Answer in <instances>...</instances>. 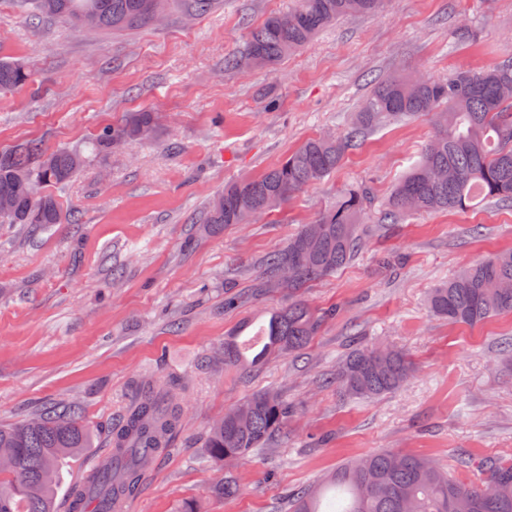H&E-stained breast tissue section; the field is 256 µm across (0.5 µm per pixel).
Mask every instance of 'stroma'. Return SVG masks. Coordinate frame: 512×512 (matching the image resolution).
I'll list each match as a JSON object with an SVG mask.
<instances>
[{
  "mask_svg": "<svg viewBox=\"0 0 512 512\" xmlns=\"http://www.w3.org/2000/svg\"><path fill=\"white\" fill-rule=\"evenodd\" d=\"M293 3L216 0L189 17L170 0L157 24L112 33L0 0V58L30 72L26 85L0 93V153L23 140L81 148L127 112H154L159 123L153 139L90 160L59 190L77 223L0 224V424L72 401L94 434L93 447L65 460L57 503L88 460L107 453L113 423L150 375L185 381L184 416L122 512L193 503L203 512H289L290 492L380 448L445 469L463 450L512 460V362L502 356L512 313L470 327L427 308L435 285L512 249L511 206L489 201L390 225L367 214L355 259L303 292L332 312L308 348L252 369L224 363L229 334L288 303L286 287L265 283L266 257L351 187L368 186L382 204L419 160L433 119L377 127L340 168L260 222L206 234L209 200L307 139L341 132L380 80L479 71L512 51V0H388L378 15L324 29L273 71L225 70L252 28ZM387 254L394 263L385 269ZM365 345L409 353L413 376L380 398L345 395L338 367ZM258 391L293 407L288 433L224 469L206 454L207 430ZM228 471L240 484L231 498L214 491Z\"/></svg>",
  "mask_w": 512,
  "mask_h": 512,
  "instance_id": "stroma-1",
  "label": "stroma"
}]
</instances>
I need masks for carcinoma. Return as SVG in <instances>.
Wrapping results in <instances>:
<instances>
[{
    "label": "carcinoma",
    "mask_w": 512,
    "mask_h": 512,
    "mask_svg": "<svg viewBox=\"0 0 512 512\" xmlns=\"http://www.w3.org/2000/svg\"><path fill=\"white\" fill-rule=\"evenodd\" d=\"M167 0H29L41 17L73 25L123 30L153 23L152 3ZM384 0H295L285 13L268 16L251 32L245 48L224 59L234 71L268 69L296 52L326 25L355 14H373ZM30 75L19 62L0 59V91L25 85ZM435 118V131L420 160L396 182L379 210L383 224H398L415 212L466 211L479 201L512 204V54L474 73L456 70L446 78H387L376 83L364 109L337 136L307 140L259 178L232 182L213 197L205 231L218 234L249 224L286 204L298 191L336 171L367 132L387 121L419 115ZM157 132L153 112H129L91 143L107 157L129 141ZM89 161L82 149L47 151L22 141L0 154V222L51 228L72 223L55 190L68 185ZM373 205L361 186L303 225L281 250L266 259L272 281L285 283L292 299L270 314L253 338L224 340V363L256 366L280 354L305 349L331 313L306 303L298 290L344 269L361 247L360 224ZM428 307L451 323L477 325L512 313V250L473 262L432 289ZM413 372L404 352L385 347L354 349L337 378L344 391L374 398L398 389ZM177 380L149 386L115 427L112 450L91 470L82 487H72L74 512H105L134 495L150 456L145 449L168 447L183 413ZM291 407L278 395L257 392L210 427L208 456L230 467L272 437L284 433ZM77 404L46 407L17 424L0 426V512H56L55 490L63 459L92 445ZM477 467L480 484L466 486L434 462L383 449L341 466L328 485L299 492L292 512H512V461L494 456L473 462L459 454L457 468Z\"/></svg>",
    "instance_id": "carcinoma-1"
}]
</instances>
